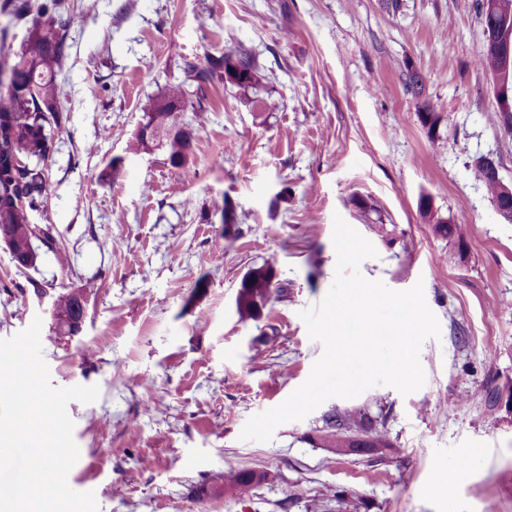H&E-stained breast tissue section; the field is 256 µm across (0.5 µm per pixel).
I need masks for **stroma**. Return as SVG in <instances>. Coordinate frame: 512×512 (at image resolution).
I'll list each match as a JSON object with an SVG mask.
<instances>
[{"label":"stroma","instance_id":"obj_1","mask_svg":"<svg viewBox=\"0 0 512 512\" xmlns=\"http://www.w3.org/2000/svg\"><path fill=\"white\" fill-rule=\"evenodd\" d=\"M18 2L0 0L2 62L28 33ZM43 2L44 21L75 18L63 129L43 165L49 199L32 215L52 243L30 269L0 245V339L41 318L53 386L100 388L67 406L80 450L70 487L94 492L99 512H512V223L471 171L488 155L512 181V136L476 63V0ZM230 49L253 55L278 109L218 78L191 176L164 151L129 153L158 89ZM411 68L442 115L437 140L406 89ZM424 195L462 242L433 235ZM225 201L229 237L215 209ZM338 216L377 251L366 279L423 283L441 327L420 351L425 384L333 397L270 441L241 440L324 352L299 313L333 283ZM263 263L288 290L241 319V279ZM90 279L82 331L63 339L50 297ZM355 407L388 434L383 456L314 441L325 414ZM231 469L268 478L238 498L224 492Z\"/></svg>","mask_w":512,"mask_h":512}]
</instances>
